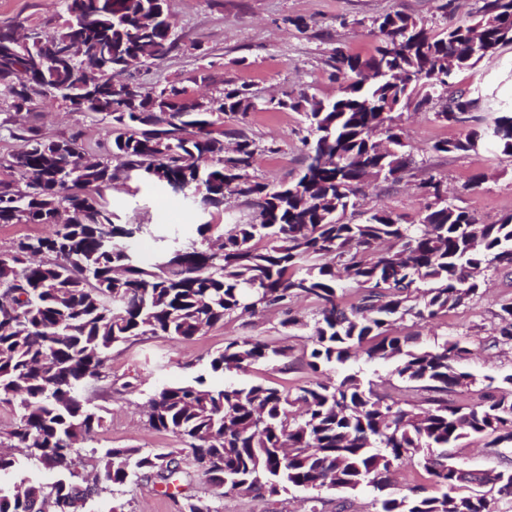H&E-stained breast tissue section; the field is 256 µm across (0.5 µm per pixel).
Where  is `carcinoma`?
<instances>
[{
    "label": "carcinoma",
    "instance_id": "1",
    "mask_svg": "<svg viewBox=\"0 0 512 512\" xmlns=\"http://www.w3.org/2000/svg\"><path fill=\"white\" fill-rule=\"evenodd\" d=\"M68 18L53 33L41 30L26 47L0 33V88L18 111L34 97L70 104L88 96L112 120L102 154L78 140L48 141L32 129L0 162V224H47V237L13 243L16 263L0 265V405L17 418L0 427V473L18 465L14 450L57 473L50 484L20 481L0 491V512H85L102 494L116 496L132 477L152 471L163 480L200 471L215 497L253 496L262 512H277L291 489L385 493L394 464L416 460L440 489L413 486L385 493L377 512H492L487 492L512 497V469L465 472L448 449L479 435L489 447L512 451V376L471 408L448 401L474 376L460 368L470 349L460 340L410 348L393 323L433 319L477 295L479 274L512 270V214L481 224L448 200L442 182L420 184L430 198L416 221L379 207L358 209L372 180L396 183L415 160L406 150L395 112L429 108L436 117L472 127L464 138L439 141L436 153H477L491 146L512 157V110L490 118L472 114L485 93L460 90L444 99L448 57L478 37L476 52L454 69L491 63L512 44V0H485L474 18L434 29L400 13L372 21L375 52L361 58L335 49L333 67L347 82L332 100L302 93L266 107L304 113L306 164L288 183L254 175L257 155L273 152L244 130H224V117L246 122L258 101L227 84L184 111V86L150 89L126 74L160 64L176 47L167 0H64ZM120 89H115L114 78ZM234 138L226 150L224 137ZM137 179L188 198L194 209L224 211L232 197H249L258 218L245 224L197 225L199 238L171 244L145 263L132 242L152 224H117L104 191ZM358 214L355 222L347 214ZM348 287L360 300L342 305ZM316 304L314 323L294 312L297 298ZM282 313V328H312L307 365L317 376L291 393L255 384L214 389L202 376L163 386L148 401L157 431L181 436L189 452L146 454L110 448L92 482L82 484V444L102 417L83 404L84 389L106 377L112 349L144 336L191 340L227 317ZM495 342L512 346V301L495 313ZM286 346L250 336L230 341L209 361L231 372L288 357ZM397 362L396 373L430 393L420 404L399 401L358 374L319 379L335 364L360 355Z\"/></svg>",
    "mask_w": 512,
    "mask_h": 512
}]
</instances>
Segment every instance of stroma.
<instances>
[{"label":"stroma","mask_w":512,"mask_h":512,"mask_svg":"<svg viewBox=\"0 0 512 512\" xmlns=\"http://www.w3.org/2000/svg\"><path fill=\"white\" fill-rule=\"evenodd\" d=\"M441 0H167L174 22L177 48L159 65L134 71L135 80L154 86L169 81L188 88L193 95H214L225 84L247 88L258 101L290 99L307 92L328 100L336 97L341 83L336 80L331 56L335 48L353 55L368 56L376 44L370 34L375 17L402 13L431 26L442 21L456 23L470 18L483 0H455L449 15L439 10ZM64 0H0V28H37L51 31L66 19ZM490 89L505 100L512 99V45L501 48L495 64H478L456 72L451 88ZM399 126L404 142L413 153V169L394 184H371L361 201L363 208H384L406 220H415L426 199L419 184L435 177L448 186V198L472 211L479 222L491 224L512 213V157L495 152L478 154L433 153L431 144L454 140L465 126H451L436 119L433 111L403 112ZM35 128L49 140L79 136L88 147L104 136L105 122L86 112L72 111L58 98L40 99L35 111L19 112L11 98L0 95V159L18 149L20 134ZM246 131L256 140L277 145L276 152L262 153L255 174L271 184L292 181L302 170L306 157L303 138L307 134L302 113L290 109L259 110L249 115ZM108 199L122 221H155L159 212L169 214L168 225L159 233L172 237L174 231L195 237L198 214L185 209L180 197L161 194L128 182L108 191ZM480 295L464 306L429 321L407 320L398 330L413 335L426 345L466 334L472 336L471 355L462 368L476 378L469 390L454 394L460 405L480 401L487 385H503L512 375V347L495 343L492 325L502 302L512 299V274L488 269ZM279 313L252 319L230 317L190 341L165 336L116 346L108 365L110 381L85 392L88 408L98 411L103 424L92 447L141 448L169 452L181 448L179 438L169 432L150 429L142 410L154 391L204 376L216 387L227 384L272 385L296 390L312 381L303 357L307 337L288 335L280 326ZM251 336L276 345L288 346L287 358L251 365L242 372L215 373L208 367L210 357L231 340ZM390 362L358 357L328 370L332 380L359 372L364 380L382 384L391 391L398 377ZM463 467L503 470L512 461L489 448L484 437L465 439L455 451ZM181 492L169 494L153 473L133 477L124 495L111 501L88 502L89 512H112L121 503L125 512H180L185 496L205 499L213 493L205 478L189 473Z\"/></svg>","instance_id":"1"}]
</instances>
